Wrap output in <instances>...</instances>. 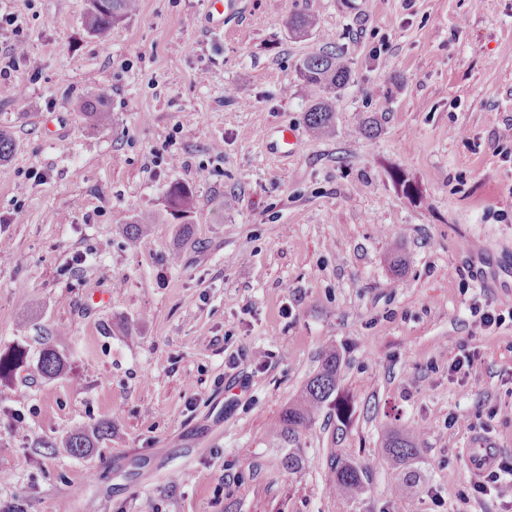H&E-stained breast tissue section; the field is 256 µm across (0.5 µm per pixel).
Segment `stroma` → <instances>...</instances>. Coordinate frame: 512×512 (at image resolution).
<instances>
[{
	"label": "stroma",
	"instance_id": "stroma-1",
	"mask_svg": "<svg viewBox=\"0 0 512 512\" xmlns=\"http://www.w3.org/2000/svg\"><path fill=\"white\" fill-rule=\"evenodd\" d=\"M223 2L217 31L206 0H141L102 42L89 0H0L25 44L0 98V352L27 353L0 380V512H512L467 464L483 443L512 466V320L474 314L512 307V0ZM327 38L353 80L313 138L298 69ZM92 94L106 126L71 109ZM331 348L350 412L322 409L291 474L274 427ZM388 426L425 432L402 495ZM336 458L362 496L329 494ZM169 205L177 212L189 213L193 205L191 190L181 183H174L167 190ZM65 367V357L51 345L43 349L37 361V369L45 378H52L61 374ZM111 424L109 422H101L91 434L86 432H77L73 434L68 440V447L71 452L76 455H83L89 453L91 448L95 447V443L104 439L111 433Z\"/></svg>",
	"mask_w": 512,
	"mask_h": 512
}]
</instances>
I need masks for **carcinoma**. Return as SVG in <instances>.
Segmentation results:
<instances>
[{
  "mask_svg": "<svg viewBox=\"0 0 512 512\" xmlns=\"http://www.w3.org/2000/svg\"><path fill=\"white\" fill-rule=\"evenodd\" d=\"M139 10V0H90L86 16V26L90 33L101 40H108L112 26L119 21L135 15ZM289 30L300 36L307 35L313 27V19L304 13H295L288 21ZM300 78L305 87L316 95L305 111L304 120L309 133L313 136L325 134L333 124L336 92L349 86L351 71L340 48L328 50L322 46L303 59L299 68ZM76 111L92 125L107 120L101 97H86L75 105ZM167 198L172 209L187 213L193 205L191 190L174 183L167 190ZM25 352L15 349L0 353V380L14 372L24 363ZM65 357L58 349L48 346L43 349L37 369L46 378L55 377L64 372ZM340 358L336 350L326 351L321 359L318 371L307 381L300 394L283 410L275 427V433L288 444V452L282 459L284 468L290 474L299 472L304 464L298 440L300 431L313 422L322 408L330 402L338 388ZM111 424L100 423L92 433L77 432L68 440V448L76 455L88 453L95 443L110 435ZM423 432H406L397 429L384 431V448L393 464L402 469L404 477L397 491L404 493L417 478L412 465L417 458ZM329 490L336 497L351 499L364 494L367 490L365 471L355 463L342 459L331 462L327 473Z\"/></svg>",
  "mask_w": 512,
  "mask_h": 512,
  "instance_id": "1",
  "label": "carcinoma"
}]
</instances>
